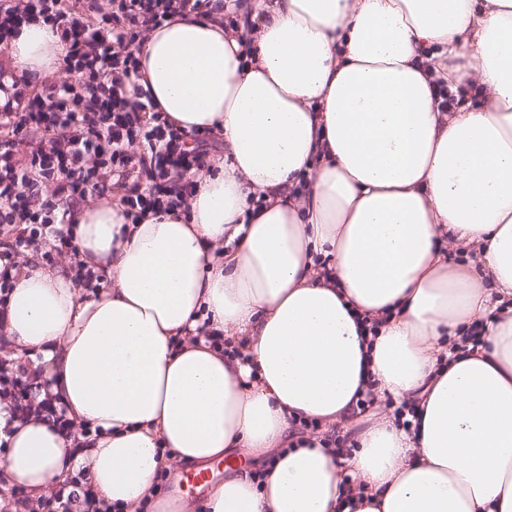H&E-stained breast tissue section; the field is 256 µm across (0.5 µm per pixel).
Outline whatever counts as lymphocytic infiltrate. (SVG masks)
<instances>
[{
  "mask_svg": "<svg viewBox=\"0 0 512 512\" xmlns=\"http://www.w3.org/2000/svg\"><path fill=\"white\" fill-rule=\"evenodd\" d=\"M213 11L212 0H0V49L23 24L43 22L63 45L70 75L31 96L30 73L0 61V347L9 343L7 302L29 250H41L47 261L71 252L76 203L118 192L134 223L187 207L192 188L185 175L210 168L213 146L187 140L134 86L133 47L174 13L208 18ZM48 386L41 365L0 356V433L10 434L15 422L41 420L81 453L92 429L76 425ZM0 512L121 510L97 497L83 465L47 496L11 487L0 495Z\"/></svg>",
  "mask_w": 512,
  "mask_h": 512,
  "instance_id": "obj_1",
  "label": "lymphocytic infiltrate"
}]
</instances>
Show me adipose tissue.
<instances>
[{"label": "adipose tissue", "instance_id": "ef3b65f1", "mask_svg": "<svg viewBox=\"0 0 512 512\" xmlns=\"http://www.w3.org/2000/svg\"><path fill=\"white\" fill-rule=\"evenodd\" d=\"M135 52L157 110L224 157L189 175L188 211L82 208L77 249L109 288L30 267L5 327L98 429L81 454L98 496L188 512L161 469L240 448L206 512H512V0H258L232 29L172 15ZM64 54L41 22L9 46L40 77ZM472 82L477 103L440 108L441 84ZM476 320L486 338L462 348ZM370 387L414 402L410 429L381 415L333 448ZM70 444L20 425L11 482L64 481Z\"/></svg>", "mask_w": 512, "mask_h": 512}]
</instances>
